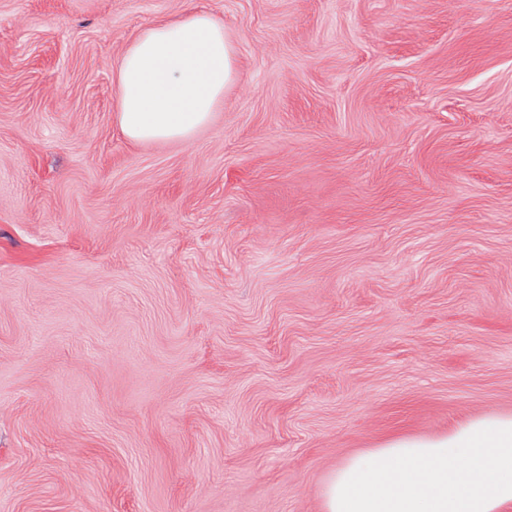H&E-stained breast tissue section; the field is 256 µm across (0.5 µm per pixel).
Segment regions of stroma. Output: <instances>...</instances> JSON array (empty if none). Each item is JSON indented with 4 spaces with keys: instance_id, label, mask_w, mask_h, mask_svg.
<instances>
[{
    "instance_id": "obj_1",
    "label": "stroma",
    "mask_w": 512,
    "mask_h": 512,
    "mask_svg": "<svg viewBox=\"0 0 512 512\" xmlns=\"http://www.w3.org/2000/svg\"><path fill=\"white\" fill-rule=\"evenodd\" d=\"M237 76L127 138L189 7ZM512 412V0H0V512H322ZM115 77L126 137L189 141L224 100L235 77V51L224 24L192 8L180 19L143 28L119 58Z\"/></svg>"
}]
</instances>
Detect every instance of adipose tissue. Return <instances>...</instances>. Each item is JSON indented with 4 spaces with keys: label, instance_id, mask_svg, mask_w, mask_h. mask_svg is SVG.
Listing matches in <instances>:
<instances>
[{
    "label": "adipose tissue",
    "instance_id": "adipose-tissue-1",
    "mask_svg": "<svg viewBox=\"0 0 512 512\" xmlns=\"http://www.w3.org/2000/svg\"><path fill=\"white\" fill-rule=\"evenodd\" d=\"M116 110L131 140L193 138L235 77L224 25L189 9L149 25L115 69ZM323 512H512V413L470 419L448 434L399 435L344 459L328 477Z\"/></svg>",
    "mask_w": 512,
    "mask_h": 512
}]
</instances>
